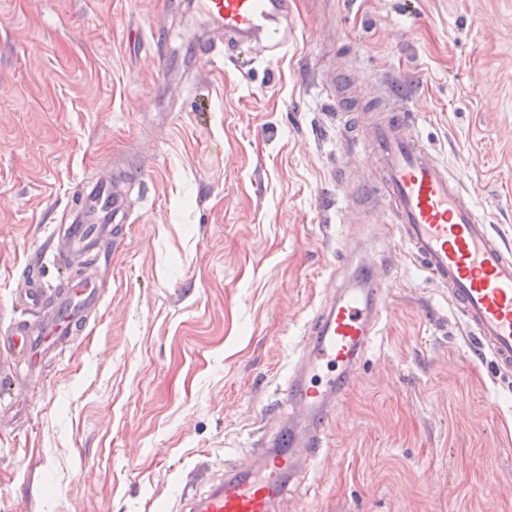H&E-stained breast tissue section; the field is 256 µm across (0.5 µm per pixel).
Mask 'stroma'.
<instances>
[{"label": "stroma", "instance_id": "35a3bbf8", "mask_svg": "<svg viewBox=\"0 0 512 512\" xmlns=\"http://www.w3.org/2000/svg\"><path fill=\"white\" fill-rule=\"evenodd\" d=\"M170 0H0V328L26 263L49 289L85 180L142 168L101 307L0 404V512H161L273 427L329 277L392 256L387 318L324 456L284 512H512V376L443 288L344 208L336 106L315 75L404 80L418 130L512 244V0H295L274 55L236 46L162 87Z\"/></svg>", "mask_w": 512, "mask_h": 512}]
</instances>
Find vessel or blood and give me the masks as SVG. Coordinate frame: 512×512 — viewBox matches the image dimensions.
<instances>
[{
	"instance_id": "vessel-or-blood-1",
	"label": "vessel or blood",
	"mask_w": 512,
	"mask_h": 512,
	"mask_svg": "<svg viewBox=\"0 0 512 512\" xmlns=\"http://www.w3.org/2000/svg\"><path fill=\"white\" fill-rule=\"evenodd\" d=\"M192 18L182 40L186 62L211 59L218 41L276 44L277 27L291 0H187ZM407 84L383 91L382 116L369 125L349 117L345 153L368 150L356 206L398 228V242L445 288L481 356L512 374V246L487 224L462 173L449 170L422 141L407 102ZM81 205L71 214L69 244L76 251L106 250L123 223L126 198L111 178L81 184ZM393 275L390 260H359L308 321L298 359L282 389L284 416L244 458L201 495L183 494L169 512H279L289 492L313 472L332 445L339 405L351 389L361 359L387 317ZM101 302L97 279L73 282L44 322L15 321L0 331V351L36 365L46 340L62 345L83 328Z\"/></svg>"
}]
</instances>
